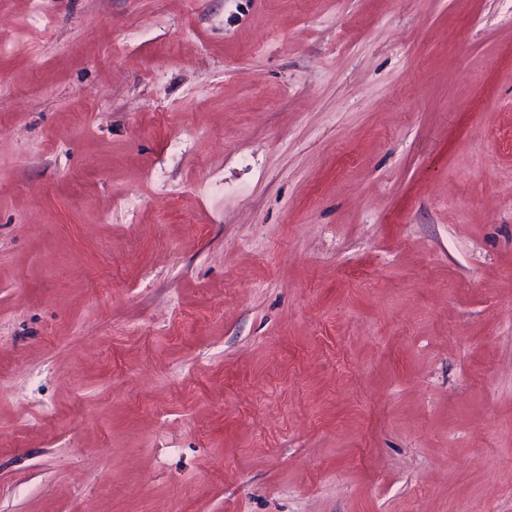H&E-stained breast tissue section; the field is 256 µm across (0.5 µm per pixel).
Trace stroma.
Wrapping results in <instances>:
<instances>
[{
	"mask_svg": "<svg viewBox=\"0 0 512 512\" xmlns=\"http://www.w3.org/2000/svg\"><path fill=\"white\" fill-rule=\"evenodd\" d=\"M0 512H512V0H0Z\"/></svg>",
	"mask_w": 512,
	"mask_h": 512,
	"instance_id": "stroma-1",
	"label": "stroma"
}]
</instances>
